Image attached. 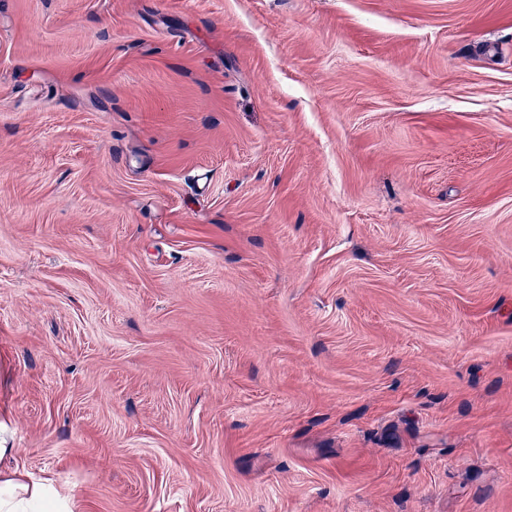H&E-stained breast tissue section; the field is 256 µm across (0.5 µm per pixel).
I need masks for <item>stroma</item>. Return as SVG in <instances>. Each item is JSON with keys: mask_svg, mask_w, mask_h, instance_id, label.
Segmentation results:
<instances>
[{"mask_svg": "<svg viewBox=\"0 0 512 512\" xmlns=\"http://www.w3.org/2000/svg\"><path fill=\"white\" fill-rule=\"evenodd\" d=\"M0 418L77 512H512V0H0Z\"/></svg>", "mask_w": 512, "mask_h": 512, "instance_id": "stroma-1", "label": "stroma"}]
</instances>
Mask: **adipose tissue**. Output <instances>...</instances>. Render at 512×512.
Wrapping results in <instances>:
<instances>
[{"instance_id":"ef3b65f1","label":"adipose tissue","mask_w":512,"mask_h":512,"mask_svg":"<svg viewBox=\"0 0 512 512\" xmlns=\"http://www.w3.org/2000/svg\"><path fill=\"white\" fill-rule=\"evenodd\" d=\"M0 512H75L61 480L34 477L20 468L0 469Z\"/></svg>"}]
</instances>
